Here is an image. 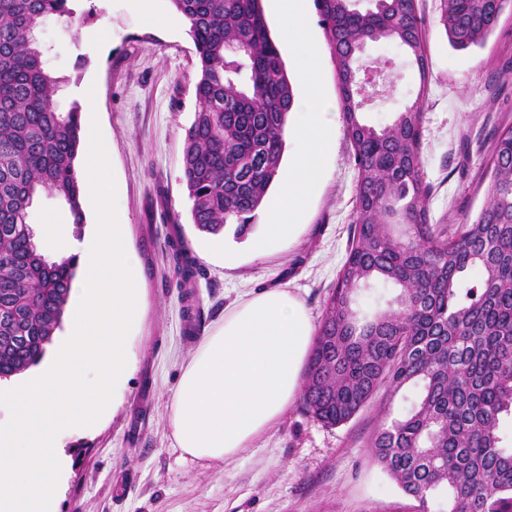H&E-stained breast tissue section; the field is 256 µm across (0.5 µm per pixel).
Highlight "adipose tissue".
I'll list each match as a JSON object with an SVG mask.
<instances>
[{
    "instance_id": "ef3b65f1",
    "label": "adipose tissue",
    "mask_w": 512,
    "mask_h": 512,
    "mask_svg": "<svg viewBox=\"0 0 512 512\" xmlns=\"http://www.w3.org/2000/svg\"><path fill=\"white\" fill-rule=\"evenodd\" d=\"M304 74L310 94L290 117L295 151L268 201L259 252L300 233L298 218L324 178V159L336 140L319 65L309 62ZM314 333L309 311L288 288L257 292L229 308L223 322L204 332L173 395L169 422L181 458L231 461L277 424L302 388Z\"/></svg>"
}]
</instances>
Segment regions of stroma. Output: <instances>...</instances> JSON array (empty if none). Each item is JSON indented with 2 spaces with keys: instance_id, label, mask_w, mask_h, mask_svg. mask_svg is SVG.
Returning <instances> with one entry per match:
<instances>
[{
  "instance_id": "1",
  "label": "stroma",
  "mask_w": 512,
  "mask_h": 512,
  "mask_svg": "<svg viewBox=\"0 0 512 512\" xmlns=\"http://www.w3.org/2000/svg\"><path fill=\"white\" fill-rule=\"evenodd\" d=\"M429 58L422 102V164L433 190L429 221L442 229L465 223L480 207V177L494 135L512 126V12L484 45L452 47L440 22V0H418ZM156 7L153 21L143 8ZM87 26L106 25L108 46L96 51L76 25L48 17L37 37L47 65L65 82L54 97L69 112L93 97L112 165L117 211L140 260L142 318L134 332L133 368L119 405L91 433L72 441L73 471L58 493V512H415L414 502L370 457L375 431L414 395L379 389L351 421L328 428L293 402L284 418L231 462L182 461L172 445L168 407L204 330L235 301L287 287L321 321L328 289L345 261L357 219L353 150L338 135L325 179L289 244L259 254L253 243L266 222L257 209L244 234L200 232L182 183L184 129L193 117L194 45L187 20L170 0H71ZM310 52L323 70L322 92L341 103L336 63L317 8H310ZM392 59L368 88L365 119L382 127L414 100L419 77L398 47L368 43L363 61ZM181 243L200 269L184 297L170 259Z\"/></svg>"
}]
</instances>
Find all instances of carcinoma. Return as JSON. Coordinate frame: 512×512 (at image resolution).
Returning <instances> with one entry per match:
<instances>
[{
  "instance_id": "carcinoma-1",
  "label": "carcinoma",
  "mask_w": 512,
  "mask_h": 512,
  "mask_svg": "<svg viewBox=\"0 0 512 512\" xmlns=\"http://www.w3.org/2000/svg\"><path fill=\"white\" fill-rule=\"evenodd\" d=\"M336 81L344 134L357 170L358 217L336 286L325 301L303 383L302 404L328 427L349 422L378 389L416 390L402 415L374 433L373 460L425 512L448 495V512H512V446L499 430L512 415V127L492 144L484 202L454 232L428 220L432 187L422 168L428 56L417 0H315ZM449 42L483 45L512 0H440ZM195 46L197 109L185 128L182 182L198 230L231 220L246 231L282 164L294 94L262 0H172ZM75 21L68 0H0V375L37 365L59 328L77 274L75 257L50 260L27 231L48 195L71 223H86L76 167L81 115L56 111L59 78L36 30L50 16ZM396 43L417 67L416 98L377 129L354 88L368 41ZM179 287L198 276L175 247ZM481 270L472 281L469 270ZM393 288L371 313L358 297Z\"/></svg>"
}]
</instances>
